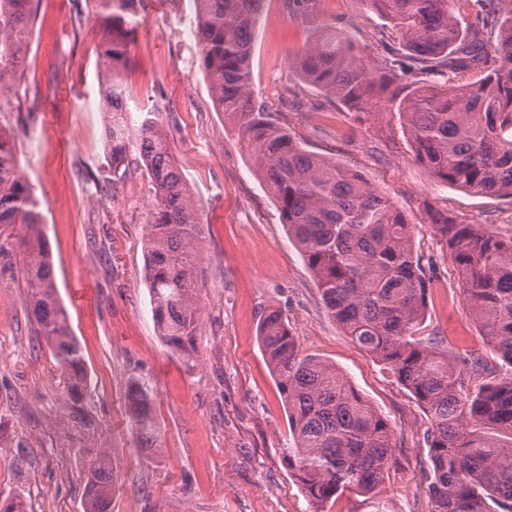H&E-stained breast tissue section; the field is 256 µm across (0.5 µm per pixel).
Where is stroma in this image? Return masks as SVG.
<instances>
[{
    "mask_svg": "<svg viewBox=\"0 0 512 512\" xmlns=\"http://www.w3.org/2000/svg\"><path fill=\"white\" fill-rule=\"evenodd\" d=\"M32 4L25 60L0 90V126L38 200L58 298L90 376L87 411L112 455L111 512H310L282 460L288 416L258 339L271 307L301 355L336 365L388 419L395 462L375 501L388 512H432L427 415L327 311L246 147L213 106L193 0H149L123 72L134 120L152 112L164 126L202 222L200 325L188 363L160 338L145 282L151 182L141 169L114 179L106 154L102 34L74 0ZM324 30L372 68L397 38L361 0H317L307 21L290 17L285 0H266L251 55L255 98L307 150L359 172L412 224L427 285L419 337L451 357L489 356L432 217L508 238L512 198L437 182L386 95L350 109L304 82L290 60ZM23 233L0 225V500L22 498L27 512H84L94 451L61 414V371L28 307ZM134 381L152 391L153 448L141 447L129 422ZM372 502L347 492L323 512H370Z\"/></svg>",
    "mask_w": 512,
    "mask_h": 512,
    "instance_id": "1",
    "label": "stroma"
}]
</instances>
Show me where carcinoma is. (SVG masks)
Here are the masks:
<instances>
[{
    "mask_svg": "<svg viewBox=\"0 0 512 512\" xmlns=\"http://www.w3.org/2000/svg\"><path fill=\"white\" fill-rule=\"evenodd\" d=\"M102 32L104 135L113 174L138 153L153 186L146 224V284L162 341L192 358L199 329L202 225L163 127L127 111L123 67L146 0H86ZM400 34V46L370 70L352 46L322 33L292 61L308 83L361 108L377 87L397 102L415 157L447 185L512 198V0H490L483 25L497 42L466 32L456 0H363ZM199 65L215 109L250 152L328 312L346 336L387 365L425 409L434 512H512V237L437 213L433 227L460 274V288L499 363L480 355L451 361L415 338L426 313V282L412 225L396 204L342 164L312 153L277 125L251 91L249 59L265 0H194ZM31 0H0V88L25 54ZM483 66L458 86L456 75ZM0 224H21L20 245L37 326L62 371L63 416L95 440L86 411L89 377L69 315L58 299L42 216L0 127ZM262 351L288 412L284 460L312 507L346 491L374 495L393 463V431L335 365L299 354L279 311L259 330ZM128 411L144 447H156L150 391L130 384ZM112 458L101 450L86 473L84 512H109Z\"/></svg>",
    "mask_w": 512,
    "mask_h": 512,
    "instance_id": "obj_1",
    "label": "carcinoma"
}]
</instances>
